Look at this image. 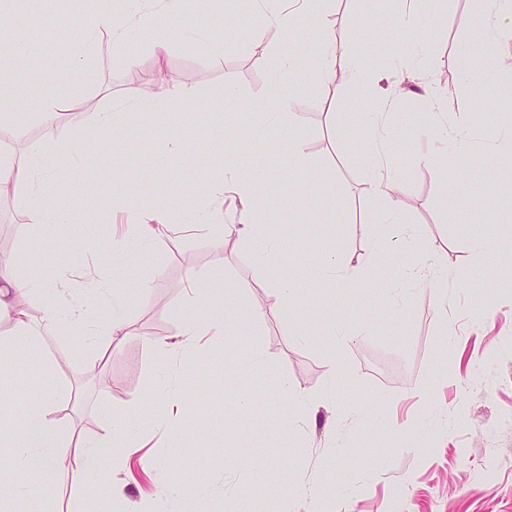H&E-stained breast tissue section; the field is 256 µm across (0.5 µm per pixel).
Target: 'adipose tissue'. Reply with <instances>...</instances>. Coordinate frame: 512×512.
Returning a JSON list of instances; mask_svg holds the SVG:
<instances>
[{
    "mask_svg": "<svg viewBox=\"0 0 512 512\" xmlns=\"http://www.w3.org/2000/svg\"><path fill=\"white\" fill-rule=\"evenodd\" d=\"M91 17L80 29L79 54L87 56L95 52L100 35H107L114 48H122L125 28L117 24V6L115 0H97ZM136 0H124L129 7L130 22L134 27L147 34L156 57H165L174 34L167 24L169 17L181 10L182 0H160L159 11L144 10L136 7ZM327 0H293L289 8H263L264 23L268 28L282 34H290L296 29L302 17L314 18L319 24H326L324 6ZM281 65L278 75L271 84L268 94L262 102V109H275L288 115L289 125L300 121L298 113L287 112V99L290 90L299 80L294 65V54L288 48L280 50ZM67 106L62 98L45 97L39 100L20 101L10 75H0V112L11 113L18 110L38 113L49 124L62 123L66 118ZM80 150L76 143L62 141L50 146L32 148L25 152H6L0 154V185L12 186L14 190L24 192L27 207L35 223L62 224L73 223L74 218L66 206L65 186L55 166L76 164ZM268 174L260 167L254 157L246 152L235 155V168L227 184H216L198 220L205 227L216 228L224 209V193L232 191L240 204L239 233L251 232L255 224L261 223L262 214L256 205L259 188L267 180ZM52 192L56 198L54 208H47L44 202L45 192ZM181 199L172 196L162 207L143 211L139 214L138 228L140 239L145 247H153L166 237L173 215L179 211ZM42 288L35 276L25 278L0 277V320L10 321L13 329L8 337L0 339V380L11 377L16 361L31 365L39 363V339L41 332H35L26 319L23 302L33 292ZM127 296L121 291L112 293V309L106 321H99L95 305H86L67 319H60L56 306L46 303L41 323L43 330L56 332L64 329L72 334L96 336L97 342L106 347L118 346L127 333V322L123 314ZM219 303L224 309L223 316L214 319L212 326L205 327L193 320H186L173 342L160 344L163 352L187 350L209 331H216L225 339L232 340L245 335L247 328L257 316L256 311L243 310L236 302L232 290H225ZM78 396L77 390L69 385L51 384L34 397L29 398L20 414L24 440L20 448L21 470L30 484L48 486L52 482L57 464L59 448L71 439L68 429L52 417L54 408L60 403H69ZM129 435L123 419L115 418L107 422L101 437L86 440L81 444V452L74 461L73 478L84 481L89 462L104 453H111L113 469L120 470L126 465V448Z\"/></svg>",
    "mask_w": 512,
    "mask_h": 512,
    "instance_id": "adipose-tissue-1",
    "label": "adipose tissue"
}]
</instances>
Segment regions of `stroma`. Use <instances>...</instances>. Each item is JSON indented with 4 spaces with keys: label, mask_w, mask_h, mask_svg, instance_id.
Masks as SVG:
<instances>
[{
    "label": "stroma",
    "mask_w": 512,
    "mask_h": 512,
    "mask_svg": "<svg viewBox=\"0 0 512 512\" xmlns=\"http://www.w3.org/2000/svg\"><path fill=\"white\" fill-rule=\"evenodd\" d=\"M90 2L0 0V13L34 32L22 51L0 48V71L20 96L75 94L86 102L52 127L34 114L20 123L0 116V144L79 143L81 160L62 178L68 207L85 218L63 232L33 223L23 193L0 195V252L27 251V265L13 274L35 275L44 285L27 301L34 319L49 300L65 317L92 302L105 315L110 303L94 297L96 285L133 289L125 311L130 334L103 366L93 364L85 337L44 334L46 368L18 369L0 385V403L20 405L56 382L80 387L79 401L54 416L86 438L128 407L154 412L167 393L181 410L166 430L132 432L124 470L113 472L111 458L100 456L81 485L71 478L73 450L61 449L52 483L38 491L39 512H190L197 498L208 512H260L259 500L228 493L230 482L275 492L276 512H512V287L497 273L512 268V111L495 110L490 94L512 84V40H483L482 0H430L419 46L396 29L353 41L363 0H333L334 87L316 86L302 67L289 102L299 126L281 124L261 139L251 106L266 96L282 43L300 55L315 52L313 23L284 37L262 29L252 0H198L203 23L184 14L172 20L178 36L164 58L131 29L123 51L106 43L79 62L69 21ZM217 42L224 45L220 60ZM463 42L478 44L489 86L461 78L455 53ZM383 44L398 49L401 72L362 90L348 63ZM49 51L54 81H35L31 64ZM166 78L192 88L197 106L157 118ZM229 88L237 95L233 108L225 102ZM122 101L133 108L129 124L149 138L92 135L94 113ZM367 109L394 115L380 166L394 178L409 227L403 246L392 245L393 230L379 221L383 203L370 189L361 126ZM461 114L485 117L474 130L475 157L491 164L443 181L424 157L438 148L436 126ZM208 126L230 148L222 161L254 141L260 166L277 170L259 197L267 225L292 226L275 259L260 233L231 231L219 240L194 226L203 206L196 189L214 184L219 163L186 131ZM296 141L313 164L316 194L293 167ZM174 191L184 194L174 228L146 250L136 211L114 202L123 195L162 203ZM330 201L336 208L327 218L320 205ZM116 234L125 241L117 255ZM477 237L498 241L499 266L475 256ZM322 255L361 268L358 286L314 284L302 268ZM64 266L72 277L61 287ZM191 270L199 288H229L242 308H259L245 342L215 337L172 356L153 349V342L174 340L186 320L208 322L219 310L205 299L187 301ZM281 278L293 283L287 309L274 294ZM142 282L146 290L137 291ZM334 318L356 333L346 347L329 334ZM283 378L307 390L312 406L298 409L280 388ZM242 390L258 400L234 420L224 394Z\"/></svg>",
    "instance_id": "stroma-1"
}]
</instances>
